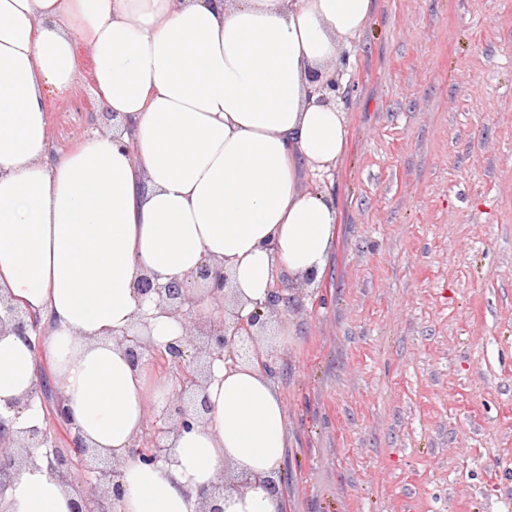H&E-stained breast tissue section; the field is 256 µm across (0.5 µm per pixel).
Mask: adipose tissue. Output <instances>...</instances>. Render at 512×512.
Returning a JSON list of instances; mask_svg holds the SVG:
<instances>
[{"mask_svg":"<svg viewBox=\"0 0 512 512\" xmlns=\"http://www.w3.org/2000/svg\"><path fill=\"white\" fill-rule=\"evenodd\" d=\"M372 0H0V295L41 320L0 335V412L36 378V352L80 434L123 458L119 512H198L226 468L251 483L223 512H283L270 489L287 444L280 393L252 361L215 362L205 424L169 461L128 458L150 397L168 390L119 339L151 316L163 344L184 334L134 289L223 265L242 313L279 276L316 284L336 244L327 185L348 115L325 96ZM91 62L115 128L51 152L48 101ZM72 491L42 459L0 512H70Z\"/></svg>","mask_w":512,"mask_h":512,"instance_id":"obj_1","label":"adipose tissue"}]
</instances>
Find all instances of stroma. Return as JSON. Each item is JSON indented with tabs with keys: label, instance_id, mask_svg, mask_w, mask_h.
Instances as JSON below:
<instances>
[{
	"label": "stroma",
	"instance_id": "obj_1",
	"mask_svg": "<svg viewBox=\"0 0 512 512\" xmlns=\"http://www.w3.org/2000/svg\"><path fill=\"white\" fill-rule=\"evenodd\" d=\"M355 48L329 272L262 335L286 512H512V0H375Z\"/></svg>",
	"mask_w": 512,
	"mask_h": 512
}]
</instances>
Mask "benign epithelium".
I'll return each instance as SVG.
<instances>
[{
	"label": "benign epithelium",
	"mask_w": 512,
	"mask_h": 512,
	"mask_svg": "<svg viewBox=\"0 0 512 512\" xmlns=\"http://www.w3.org/2000/svg\"><path fill=\"white\" fill-rule=\"evenodd\" d=\"M193 281L202 287L204 295L191 292L187 282L171 281L163 285L147 275L136 284L138 294L154 302L160 313L182 323L183 336L163 346L137 332L125 333L120 339L132 365H139L147 356L162 358L174 377V383L163 397L161 413H156L155 406L149 405L142 444L132 449L140 463L147 466L170 458L172 437L203 426V413L207 409L205 389L215 360L236 350L246 358L252 356L260 360L262 369L272 372L271 363L260 359L258 347L247 344L263 327L260 314L243 317L236 311L226 315L224 299L228 278L224 266L205 264ZM206 298L211 300L213 308L202 314L200 305ZM37 326V318L0 296L1 333L9 330L25 334L37 330ZM49 391L48 373L42 371L26 398L13 406L15 416L30 409L34 399L44 400ZM52 415L59 426V436L65 442L64 450L47 447L46 430L13 431L0 417V500L6 497L23 466L40 454L46 458L48 472L73 491V512H114V504L122 495L121 461L114 456L103 458L85 444L73 430L69 412L58 399L53 402ZM247 484L246 478L237 485L227 484L224 475H219L203 495L200 512H222L217 502L223 498L224 491Z\"/></svg>",
	"instance_id": "obj_1"
}]
</instances>
